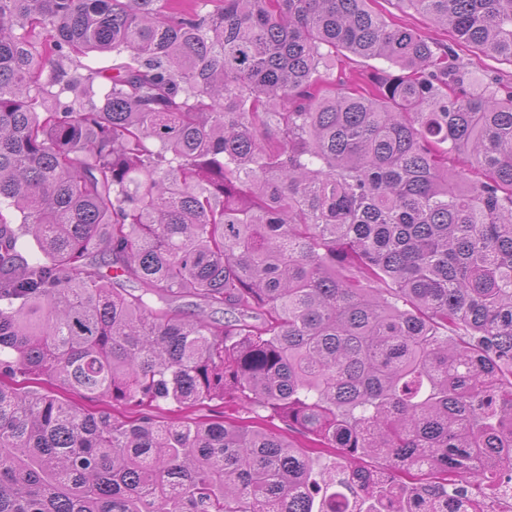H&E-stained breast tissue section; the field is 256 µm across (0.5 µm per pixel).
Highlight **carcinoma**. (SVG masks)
<instances>
[{
    "mask_svg": "<svg viewBox=\"0 0 512 512\" xmlns=\"http://www.w3.org/2000/svg\"><path fill=\"white\" fill-rule=\"evenodd\" d=\"M370 2L0 0V512L512 481V83L461 56L512 62V0H406L449 43ZM228 396L285 429L156 414ZM347 57L341 55L336 58V64L342 65L348 70L353 71L360 79L361 82H367L368 76L374 72L375 67H386L382 61L378 60H362L356 57H353L349 53H346Z\"/></svg>",
    "mask_w": 512,
    "mask_h": 512,
    "instance_id": "1",
    "label": "carcinoma"
}]
</instances>
